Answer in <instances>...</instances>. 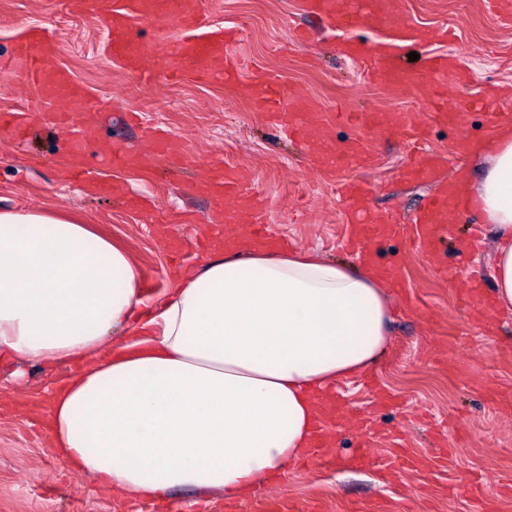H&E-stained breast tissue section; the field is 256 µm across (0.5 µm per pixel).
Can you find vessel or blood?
<instances>
[{
	"label": "vessel or blood",
	"instance_id": "obj_1",
	"mask_svg": "<svg viewBox=\"0 0 512 512\" xmlns=\"http://www.w3.org/2000/svg\"><path fill=\"white\" fill-rule=\"evenodd\" d=\"M65 6L71 12L99 16L108 31V48L113 61L139 76L144 83H153L157 78L156 73L144 66L146 57L155 51L163 53L169 61L167 76H181L184 67L189 66L203 77L210 78L219 74L227 83L238 81L236 58L232 52L237 32L230 27L217 29L208 25L198 0H66ZM307 9L325 16L332 29L345 33V40L338 46L342 56L361 60L373 76L385 79L391 88L417 86L424 97L433 103L432 120L450 124L459 112L475 107L484 112L489 128L512 124L510 98L492 94L471 103L449 101L447 90L460 79L457 57L452 52L431 54L424 71L418 74L402 68L399 63V47L408 41L424 40L425 34L420 28L395 19L391 0H308ZM136 18L151 23L161 31L170 23H177L179 35L160 45L134 39L131 22ZM364 26L376 28L381 33L379 41L368 48L351 37L352 32ZM53 53L54 42L42 30L18 44L15 62L25 69L38 86L40 104L24 116L15 112H1L0 133L12 137L22 136L27 122L49 110L53 111L55 120L65 130H72L73 124L68 114L54 112L53 107L65 98L87 99L88 93L74 83L66 70L51 67ZM242 96L252 109L275 117L279 125L300 139L305 138L308 123L332 127L348 118L344 112L307 111L304 101L286 100L282 88L271 78L243 86ZM367 159L368 153L363 143L352 141L337 150L336 164L333 169L327 170L326 176L335 179L337 171ZM408 173L411 177L437 185L425 207L413 220L412 232L415 239L425 244L443 237H452L455 226L451 224L450 217L461 208L454 183L441 179L437 167L429 164L412 165ZM65 175L70 181L100 194L112 190L109 183L86 168L69 169ZM246 182V170L229 171L223 162L216 161L206 171L203 187L213 196H233L242 200L246 197ZM337 190L347 200L348 209L354 218L353 236L362 239L363 255H370L375 240L394 233L393 223L379 217L366 219L370 197L366 188L338 181ZM210 222L213 226L224 227L225 238L237 244L272 236L268 227L240 223L238 214L226 212L220 207L214 209Z\"/></svg>",
	"mask_w": 512,
	"mask_h": 512
}]
</instances>
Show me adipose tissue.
<instances>
[{"label":"adipose tissue","instance_id":"adipose-tissue-1","mask_svg":"<svg viewBox=\"0 0 512 512\" xmlns=\"http://www.w3.org/2000/svg\"><path fill=\"white\" fill-rule=\"evenodd\" d=\"M486 155L484 177L458 192L493 229L491 278L510 311L511 128ZM175 279L161 334L101 357L143 303L137 265L57 212L0 210V360H87L48 404L57 456L94 484L136 499L189 487L236 500L300 459L336 381L374 364L391 283L367 265L219 241Z\"/></svg>","mask_w":512,"mask_h":512}]
</instances>
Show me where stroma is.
Wrapping results in <instances>:
<instances>
[{
	"mask_svg": "<svg viewBox=\"0 0 512 512\" xmlns=\"http://www.w3.org/2000/svg\"><path fill=\"white\" fill-rule=\"evenodd\" d=\"M408 23L448 31L450 42L406 44L418 53L405 69L420 72L423 59L453 50L467 70L456 100L512 87V27L503 26L486 0H395ZM206 18L235 28L233 48L243 80L277 76L284 91L305 96L318 109L426 115L432 107L416 90H395L367 75L363 62L341 56L336 33L305 0H203ZM45 29L56 43L51 59L91 94V102H60L84 144L69 147L52 117L33 121L23 145L0 135V209L56 208L108 235L141 271L144 299L107 345H129L158 335L159 314L174 288L173 273L199 267L207 243L194 230L206 225L212 200L198 184L209 163L245 165L248 185L263 221L289 248L319 251L332 260L359 263L347 247V209L333 181L307 160L304 143L282 135L276 124L251 111L235 87L186 72L173 82L166 63L154 56L157 80L143 84L114 63L101 18L70 13L64 0H0V112H23L38 104L40 91L26 72L10 66L16 43ZM164 130L184 152L181 165L158 164L142 136L144 127ZM482 111L472 109L455 124H429L427 148L443 173L474 181L486 172L474 153L455 154L459 136L486 139ZM336 146L362 141L367 165L352 166L346 179L372 190L371 212L405 220L420 208L430 188L406 180L402 170L413 132L339 125ZM136 157L123 169L106 158L112 146ZM77 164L100 173L117 188L113 195L84 193L60 178ZM162 205L169 213L192 214L194 227L178 222L146 224L142 210ZM453 238L435 253L417 249L405 223L395 236L375 243L376 263L398 270L391 305V336L373 368L337 381L347 422L328 423V446L289 464L268 486L238 500V512H264L266 502L292 501L296 512H360L387 502L392 512H512V314L498 316V333L483 335L472 306L458 298L459 283L478 279L480 296L493 294L492 233L471 211L455 219ZM72 370L68 364L0 360V512H155L152 500L130 499L98 488L55 454L46 396ZM372 442L361 446L362 439Z\"/></svg>",
	"mask_w": 512,
	"mask_h": 512,
	"instance_id": "1",
	"label": "stroma"
}]
</instances>
